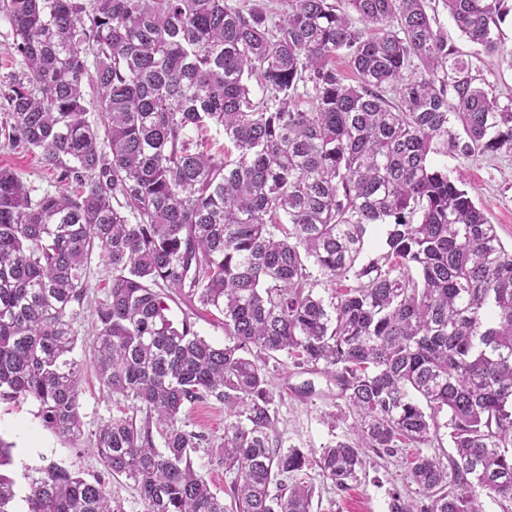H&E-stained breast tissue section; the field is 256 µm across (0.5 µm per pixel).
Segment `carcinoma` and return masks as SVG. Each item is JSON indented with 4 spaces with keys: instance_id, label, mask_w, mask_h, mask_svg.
<instances>
[{
    "instance_id": "cac0c4a2",
    "label": "carcinoma",
    "mask_w": 512,
    "mask_h": 512,
    "mask_svg": "<svg viewBox=\"0 0 512 512\" xmlns=\"http://www.w3.org/2000/svg\"><path fill=\"white\" fill-rule=\"evenodd\" d=\"M507 2L444 0L489 53ZM0 17L27 68L0 95V136L65 187L0 169L1 401L32 399L53 433L82 436L72 320L96 256L112 270L96 372L128 413L95 448L144 512H313L298 474L315 465L346 490L363 449L423 448L444 411L455 455L414 457L415 494L393 489L388 512H482L479 489L512 512V248L438 163L512 153V103L476 84L424 0H288L278 19L228 0H0ZM372 224L386 232L368 256ZM313 268L335 286L328 305ZM175 296L223 315L224 346L170 319ZM282 356L335 378L354 441L272 446L267 364ZM210 401L224 406L210 458L233 475L227 503L181 418ZM14 498L0 473V512ZM24 501L125 512L104 479L56 465Z\"/></svg>"
}]
</instances>
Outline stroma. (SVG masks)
Wrapping results in <instances>:
<instances>
[{
  "label": "stroma",
  "instance_id": "obj_1",
  "mask_svg": "<svg viewBox=\"0 0 512 512\" xmlns=\"http://www.w3.org/2000/svg\"><path fill=\"white\" fill-rule=\"evenodd\" d=\"M427 12L460 52L473 55L474 75L479 84L500 101L512 99V13L500 23L504 52L478 53L459 33L443 0H426ZM449 169L461 170L475 203L494 224L504 245H512V154L501 151L477 154L466 160L445 158ZM19 173L24 181L39 189H53L51 173L41 167L34 152L10 146L0 137V168ZM111 271L101 260H93L88 271L90 304L78 309L72 327L77 336L74 355L83 363L80 414L83 435L69 441L46 429L30 399L0 401V439L11 445L10 465L4 471L15 482L19 496L17 512H24L23 500L33 480L54 464L90 479L100 474L102 464L93 447V433L103 422L121 417L120 398L99 383L93 364L92 301L102 299ZM274 384L276 429L271 438L284 448L318 449L339 440H353L354 415L340 396L334 378L291 360L270 363ZM307 483L314 489L313 512H388L392 489H407L406 469L401 458L381 459L368 454L356 483L344 491L326 481L318 468L308 469Z\"/></svg>",
  "mask_w": 512,
  "mask_h": 512
}]
</instances>
